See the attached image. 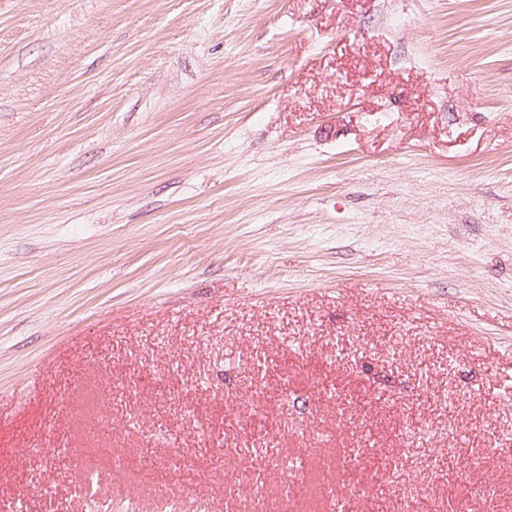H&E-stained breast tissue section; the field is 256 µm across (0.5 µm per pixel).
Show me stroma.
Returning <instances> with one entry per match:
<instances>
[{
    "mask_svg": "<svg viewBox=\"0 0 512 512\" xmlns=\"http://www.w3.org/2000/svg\"><path fill=\"white\" fill-rule=\"evenodd\" d=\"M342 492L512 512V0H0V512Z\"/></svg>",
    "mask_w": 512,
    "mask_h": 512,
    "instance_id": "35a3bbf8",
    "label": "stroma"
}]
</instances>
